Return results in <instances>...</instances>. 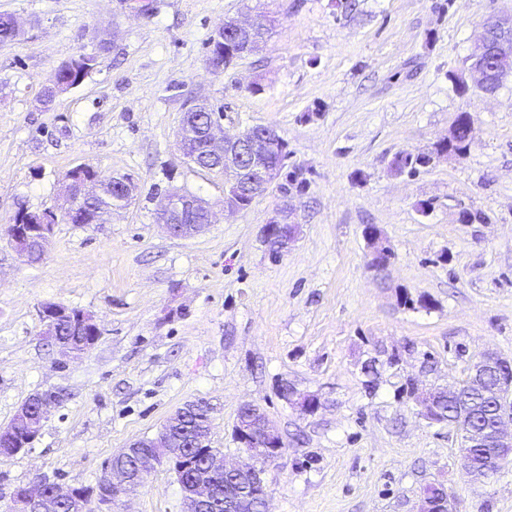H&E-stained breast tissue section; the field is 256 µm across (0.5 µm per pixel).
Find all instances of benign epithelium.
<instances>
[{"mask_svg": "<svg viewBox=\"0 0 512 512\" xmlns=\"http://www.w3.org/2000/svg\"><path fill=\"white\" fill-rule=\"evenodd\" d=\"M224 27L233 30L238 40L250 38L261 27V22H242L237 19L224 20ZM470 73L474 83L482 88L491 78L504 80L512 76V13L492 14L483 24V33L475 43L469 56ZM221 114L211 115L207 125H202L195 118L188 116L182 120L177 130V141L183 155L188 160L194 159L192 146L199 138L206 139L216 153L224 156V163L211 169V172L224 177V206L232 211L240 209L239 197L242 196V184L238 174L250 172L253 179L247 184L251 194L258 195L278 179L280 174L279 161L288 152L283 138L269 126L251 127L238 134L224 132L220 124ZM99 191L94 179L85 177L79 166L70 170L66 177V196L68 206L64 213L71 212L75 205ZM205 214V223L194 221V214ZM162 226L173 237H184L202 231L212 221L210 206L202 198L194 195H176L169 193L160 205ZM17 223L9 225V236L19 256L24 257L35 253L38 257L45 255L53 233L57 214L51 209L33 214L21 212L16 216ZM290 208L283 206L277 219L266 225V241L273 250L280 253L288 249L295 234V226L289 222ZM367 239L374 248L373 263L385 261L388 250L381 244L380 232L372 228L367 232ZM43 325V339L50 342L65 356H75L77 352L72 345L56 338L57 327L61 323L71 326L72 335L86 336L89 331H100L99 325L90 313L75 316L69 309L46 304L40 311ZM496 363L511 365L512 361L501 358L493 353H485L473 364L471 378L483 372L485 366ZM64 394L60 391H45L32 394L16 411L13 424L0 429V455H13L27 446L28 442L40 434L43 422L47 417L50 405L62 401ZM282 398L297 405L307 413L315 412L320 404L315 395L300 394L295 388L286 384L282 389ZM415 403L420 407L422 415L437 421L436 395L434 390H423L415 396ZM235 433L247 446L245 453L252 463L244 466H229L224 456L213 451L207 460L210 473L225 475L251 476L257 473L256 463L271 459L281 454L284 448L279 431L268 418L256 411L255 405L245 404L239 409ZM512 416L501 417L495 432V444L498 448L512 447V434L504 429L505 422ZM147 452L140 454L135 473H130L120 466L110 468V475L98 496V503L109 507L124 497V492L131 484H141L148 465L155 461V456L148 452L150 448H164L172 461L181 459L182 447L165 431L142 444ZM186 512H202L205 503L219 493V488L207 481L199 480L182 487ZM17 512H52L53 505L42 495V487L28 489L24 496L16 499Z\"/></svg>", "mask_w": 512, "mask_h": 512, "instance_id": "benign-epithelium-1", "label": "benign epithelium"}]
</instances>
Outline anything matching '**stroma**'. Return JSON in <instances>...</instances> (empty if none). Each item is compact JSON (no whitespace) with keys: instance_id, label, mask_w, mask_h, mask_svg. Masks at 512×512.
I'll list each match as a JSON object with an SVG mask.
<instances>
[{"instance_id":"1","label":"stroma","mask_w":512,"mask_h":512,"mask_svg":"<svg viewBox=\"0 0 512 512\" xmlns=\"http://www.w3.org/2000/svg\"><path fill=\"white\" fill-rule=\"evenodd\" d=\"M350 2L0 0L22 28L0 45V427L34 392L66 393L32 448L0 455V512L19 486H95L115 453L198 399L227 463L248 462L234 433L242 405L281 433L263 467L267 512H419L430 483L453 512H512V468L473 483L456 426L427 422L402 392L410 379L459 386L487 351L512 360V79L492 94L454 84L483 18L512 13V0ZM263 14L276 23L262 51L213 71L224 20ZM82 53L93 70L43 105L58 66ZM196 99L223 111L227 132L275 128L306 188L275 183L225 210L223 179L176 145ZM461 112L473 120L466 155L392 169ZM78 165L131 175L130 205L108 224L58 221L42 260L22 262L11 220L64 210ZM173 190L210 203L203 232L173 238L157 223ZM285 205L298 236L275 257L264 228ZM371 226L390 251L380 266ZM46 303L96 316L91 351L47 345ZM282 381L318 396V410L279 397ZM115 512H184L173 470L153 465Z\"/></svg>"}]
</instances>
